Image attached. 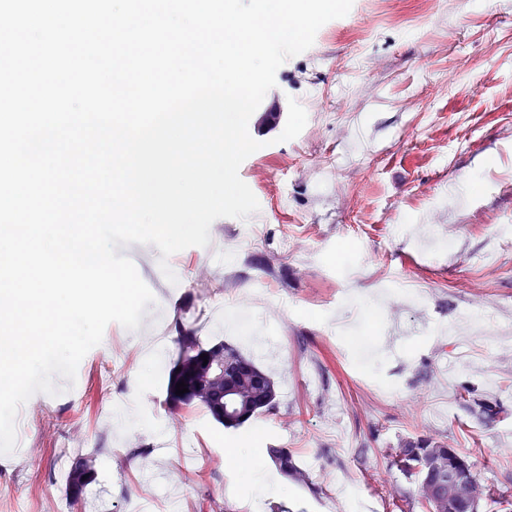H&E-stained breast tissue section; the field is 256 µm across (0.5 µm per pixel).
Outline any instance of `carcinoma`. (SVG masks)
Here are the masks:
<instances>
[{"instance_id": "obj_1", "label": "carcinoma", "mask_w": 512, "mask_h": 512, "mask_svg": "<svg viewBox=\"0 0 512 512\" xmlns=\"http://www.w3.org/2000/svg\"><path fill=\"white\" fill-rule=\"evenodd\" d=\"M176 344L179 349L178 361L180 362L184 360H213L219 355L228 361L243 358V355L238 350L222 343L205 344L194 328L183 324L178 326ZM261 376L263 379V389L271 394V399L266 404L257 402V398L263 389L260 390L249 383H244L239 386L242 399L238 406L233 409L226 408L221 413L217 410L218 401L214 399L209 387L200 390L187 400L175 394L176 384L175 376L173 375L168 380L166 404L173 409H179L183 406L198 403L214 420L224 425V427L237 428L253 417L273 409L276 404L277 390L275 382L264 372L261 373ZM268 455L280 474L297 483L307 481L306 472L296 465L288 449L270 448L268 449ZM435 455L445 457L448 455V449L442 446L422 448L406 444L401 448H393L390 452L391 465L406 477L412 478L417 482L416 496L418 502L424 507L428 505L426 481L423 478L424 464L427 458ZM94 462L95 456L92 453H81L73 459L66 474V484L72 500H80L86 488L93 480L95 472Z\"/></svg>"}]
</instances>
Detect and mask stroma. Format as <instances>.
I'll return each mask as SVG.
<instances>
[{
  "label": "stroma",
  "instance_id": "1",
  "mask_svg": "<svg viewBox=\"0 0 512 512\" xmlns=\"http://www.w3.org/2000/svg\"><path fill=\"white\" fill-rule=\"evenodd\" d=\"M272 93L308 120L242 163L258 212L171 255L174 284L155 246L122 248L155 302L137 331L106 327L75 384L24 404L34 420L0 455V512L51 497L67 512H424L388 451L432 439L469 453L490 491L480 512L512 500V0H353ZM178 319L253 358L276 407L236 429L196 404L169 410ZM68 440L99 451L78 503L56 470ZM272 446L310 485L278 473Z\"/></svg>",
  "mask_w": 512,
  "mask_h": 512
}]
</instances>
